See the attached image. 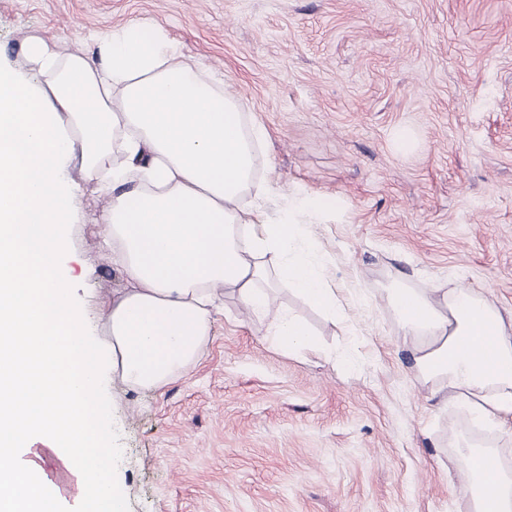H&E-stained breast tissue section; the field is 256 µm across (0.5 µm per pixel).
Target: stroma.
Here are the masks:
<instances>
[{
	"instance_id": "obj_1",
	"label": "stroma",
	"mask_w": 512,
	"mask_h": 512,
	"mask_svg": "<svg viewBox=\"0 0 512 512\" xmlns=\"http://www.w3.org/2000/svg\"><path fill=\"white\" fill-rule=\"evenodd\" d=\"M132 20L223 72L265 128L270 214L298 187L339 200L313 236L348 317L280 290L320 348L289 356L228 296L198 362L161 390L104 368L124 512H458L457 437L509 460L512 442L438 409L381 290L469 288L512 313V0H0V64L22 68L28 35L74 48ZM105 203L83 184L64 257L81 310L124 285Z\"/></svg>"
}]
</instances>
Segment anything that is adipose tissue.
<instances>
[{
	"label": "adipose tissue",
	"instance_id": "adipose-tissue-1",
	"mask_svg": "<svg viewBox=\"0 0 512 512\" xmlns=\"http://www.w3.org/2000/svg\"><path fill=\"white\" fill-rule=\"evenodd\" d=\"M89 49L41 35L23 70L0 67V512H57L53 453L84 512H123L100 429L104 364L134 390H157L197 361L233 295L272 317L270 345L315 348L276 306L285 285L327 312L313 225L336 220L331 197L295 190L276 217L243 206L273 187L255 178L266 132L246 126L223 77L202 70L156 25L98 32ZM106 197L103 248L126 285L101 305L109 345L86 339L61 257L82 183ZM382 295L441 406L512 440V315L465 288L388 283ZM465 512H512V479L488 482L497 451L464 443Z\"/></svg>",
	"mask_w": 512,
	"mask_h": 512
}]
</instances>
